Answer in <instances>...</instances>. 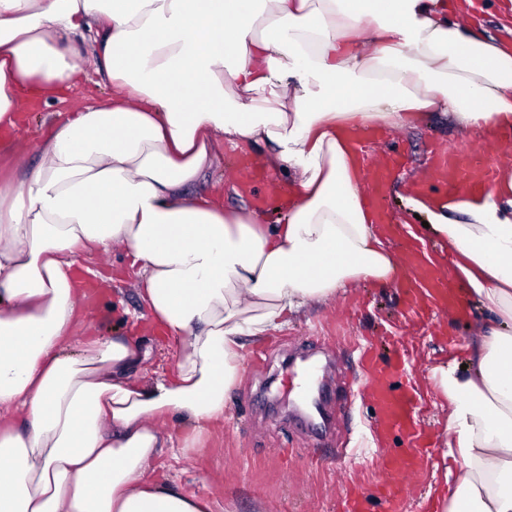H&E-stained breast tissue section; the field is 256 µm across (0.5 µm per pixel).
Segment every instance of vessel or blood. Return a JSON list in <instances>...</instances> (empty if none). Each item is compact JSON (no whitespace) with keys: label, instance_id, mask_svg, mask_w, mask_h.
I'll return each mask as SVG.
<instances>
[{"label":"vessel or blood","instance_id":"obj_1","mask_svg":"<svg viewBox=\"0 0 512 512\" xmlns=\"http://www.w3.org/2000/svg\"><path fill=\"white\" fill-rule=\"evenodd\" d=\"M512 151V129L501 130L495 137L462 148L438 147L433 154L430 181L443 187L447 195L472 189H489L503 177L505 154ZM400 153L391 148L372 156L373 169L362 174V181L373 182L376 191L371 199L379 223L391 226L392 220L382 205L381 192L391 164ZM398 287L406 302L408 315L428 324L430 306L448 308L460 305L461 298L453 278L428 255L423 243L408 239L405 273ZM366 376L365 390L376 411L377 426L386 435L397 434L405 441L401 454H382L376 464L379 471L394 472L396 483H379L374 490L351 488L337 512H370L371 499H379L384 512H403L404 491L418 475L428 454L429 435L423 427L422 406L413 386L400 387L396 381L403 375L399 360L383 361L372 353L361 359Z\"/></svg>","mask_w":512,"mask_h":512}]
</instances>
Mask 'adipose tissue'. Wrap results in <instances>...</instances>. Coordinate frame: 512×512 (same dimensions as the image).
<instances>
[{
	"instance_id": "obj_1",
	"label": "adipose tissue",
	"mask_w": 512,
	"mask_h": 512,
	"mask_svg": "<svg viewBox=\"0 0 512 512\" xmlns=\"http://www.w3.org/2000/svg\"><path fill=\"white\" fill-rule=\"evenodd\" d=\"M0 0V126L93 64L112 87L0 167V512H212L149 476L223 420L241 339L400 254L376 227L345 132L440 110L464 134L512 128V45L466 26L472 0ZM233 95H226V88ZM270 143L288 170L282 223L188 193L221 146ZM490 318L466 369L436 366L449 404L443 512H512V178L410 197ZM121 249L174 374L136 375L133 336L70 344L89 251ZM166 417L185 436L159 431Z\"/></svg>"
}]
</instances>
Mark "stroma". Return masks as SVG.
I'll list each match as a JSON object with an SVG mask.
<instances>
[{"instance_id":"35a3bbf8","label":"stroma","mask_w":512,"mask_h":512,"mask_svg":"<svg viewBox=\"0 0 512 512\" xmlns=\"http://www.w3.org/2000/svg\"><path fill=\"white\" fill-rule=\"evenodd\" d=\"M111 94V86L94 68H87L62 100L24 105L16 127L0 130V144H31L55 123ZM468 142L440 112L430 113L416 129L394 133L393 145L409 159L392 170L384 193L395 220L415 224L403 185L425 169L432 148ZM240 158L239 150L225 149L222 165L197 186V193L227 208H252L250 196L229 193L224 187ZM132 276L121 250L105 257L80 256L77 286H93L96 295L77 310L74 340L93 334L141 335L146 309L131 286ZM401 302L395 284L361 282L336 302L309 309L282 329L246 338L238 382L228 394L223 421L187 457L176 461L166 453L158 456L154 474L169 475L185 492L209 498L214 512H333L349 484L374 488L383 479L375 458L384 452L401 453L402 442L396 436H378L374 428L359 363L361 348L370 345L385 357L397 349L404 352L409 381L431 420L434 443L418 479L407 490L406 512H438L443 482L440 435L448 421V401L431 370L447 361L465 364L477 308L469 306L453 321L435 314V329L417 331L402 318ZM396 339L401 342L397 349L392 346ZM301 350L319 363V378L333 381L325 431L320 420L300 411L294 395L298 373L288 356Z\"/></svg>"}]
</instances>
